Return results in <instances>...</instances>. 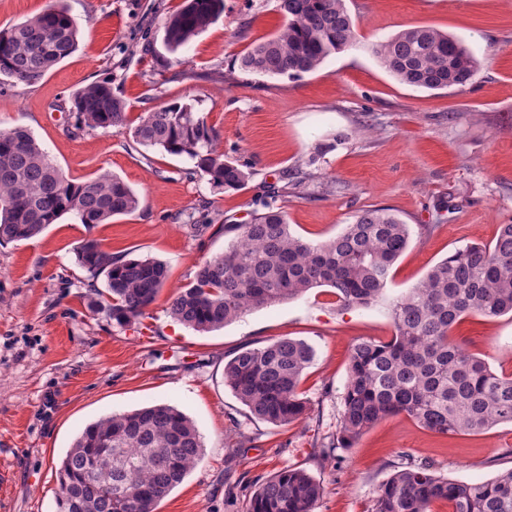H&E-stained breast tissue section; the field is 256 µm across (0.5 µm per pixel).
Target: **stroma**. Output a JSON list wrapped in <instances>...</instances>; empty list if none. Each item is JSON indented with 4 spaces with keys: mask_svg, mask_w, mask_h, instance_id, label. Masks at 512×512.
Masks as SVG:
<instances>
[{
    "mask_svg": "<svg viewBox=\"0 0 512 512\" xmlns=\"http://www.w3.org/2000/svg\"><path fill=\"white\" fill-rule=\"evenodd\" d=\"M58 1L79 27L78 49L37 84L0 80V129H28L69 177L116 175L140 206L94 226L68 213L37 237L0 244V512H57L59 468L75 438L102 416L147 404L183 411L204 445L156 512H248L256 481L287 466L323 484L317 512H370L407 457L451 481L512 469L508 423L445 436L390 417L330 459L320 455L336 438L351 346L393 336L390 300L456 248L490 243L512 224V0H346L356 42L294 77L238 68L252 42L277 30L278 0H224L221 18L175 53L163 22L183 0H0V29ZM415 26L475 50L480 66L467 86L416 88L382 67L373 45ZM94 81L111 82L133 123L166 103L191 104L224 154L250 171L248 184L214 189L192 161L131 132L80 127L71 96ZM269 197L313 243L362 209H392L411 236L384 300L343 309L320 287L209 333L174 322L170 295L227 246L225 225L249 223L256 200ZM91 238L167 265L146 335L91 309L106 288L77 261ZM453 334L512 374L511 314L466 317ZM286 336L314 349L300 386L309 411L275 426L250 416L225 385L224 364L242 346Z\"/></svg>",
    "mask_w": 512,
    "mask_h": 512,
    "instance_id": "obj_1",
    "label": "stroma"
}]
</instances>
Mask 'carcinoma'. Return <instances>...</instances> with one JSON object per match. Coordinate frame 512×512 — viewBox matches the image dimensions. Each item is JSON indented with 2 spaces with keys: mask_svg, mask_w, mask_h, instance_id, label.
I'll return each mask as SVG.
<instances>
[{
  "mask_svg": "<svg viewBox=\"0 0 512 512\" xmlns=\"http://www.w3.org/2000/svg\"><path fill=\"white\" fill-rule=\"evenodd\" d=\"M275 34L255 42L239 59L240 71L264 76L318 69L356 40L345 0H279ZM224 0H184L164 23V42L176 52L213 24ZM78 27L63 6L0 30V76L38 83L78 47ZM383 67L417 88L465 87L479 64L474 51L435 28L404 29L372 47ZM88 128H128V104L108 81L73 94ZM137 142L190 159L224 192L242 189L251 172L217 148L218 135L190 104L161 105L139 117ZM140 200L107 173L67 177L23 127L0 130V243L32 239L67 213L81 223L105 224L136 211ZM248 224H231L224 252L202 262L167 308L175 321L206 333L245 314L297 298L312 288L335 290L343 308L369 307L384 297L391 270L410 241L409 225L387 208L359 211L342 232L313 244L290 231L285 211L271 201ZM79 264L106 291L93 300L117 323L131 326L147 314L168 279L161 261L116 255L95 240L78 251ZM512 313V224L489 244L457 248L389 308L394 334L361 339L351 347L336 441L352 447L379 421L398 415L438 434L479 433L512 424V376L493 371L453 336L467 315ZM314 358L303 340L239 348L224 364V383L251 417L276 426L299 420L307 402L299 391ZM110 444L105 470L87 477L84 461ZM203 442L193 421L160 404L112 414L88 425L60 467L59 512H75L67 495H80L83 512H156L158 504L197 463ZM323 485L308 471L287 466L264 479L249 512H316ZM512 512V469L482 482L449 481L431 466L408 462L382 484L371 512Z\"/></svg>",
  "mask_w": 512,
  "mask_h": 512,
  "instance_id": "carcinoma-1",
  "label": "carcinoma"
}]
</instances>
